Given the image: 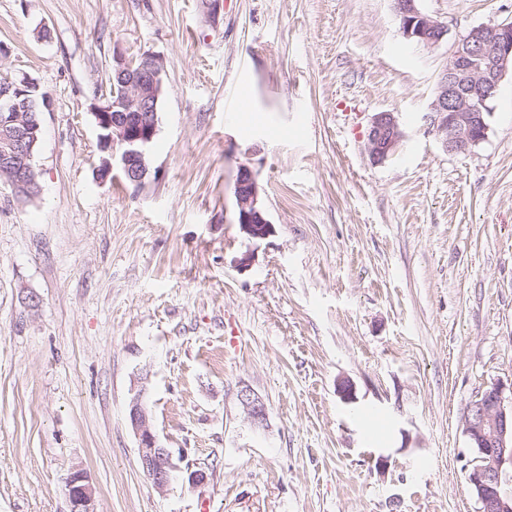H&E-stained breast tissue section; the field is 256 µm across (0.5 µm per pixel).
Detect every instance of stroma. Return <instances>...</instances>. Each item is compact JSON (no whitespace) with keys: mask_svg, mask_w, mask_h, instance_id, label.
<instances>
[{"mask_svg":"<svg viewBox=\"0 0 512 512\" xmlns=\"http://www.w3.org/2000/svg\"><path fill=\"white\" fill-rule=\"evenodd\" d=\"M421 7L448 27L431 50L394 0H0V76L50 98L38 195L0 180V512H69L77 469L97 512H477L467 410L494 385L512 402V71L469 152L424 116L512 0ZM147 51L165 86L136 186L100 175L94 108ZM379 112L403 138L376 164ZM242 165L263 240L237 223ZM237 220L241 231L249 240H262L268 237L273 226L260 198L259 185L253 170L239 167L234 185ZM238 400L253 424H263L266 419V406L261 398L249 388H243L239 391ZM130 424L139 440V460L143 471L158 488L165 487L171 478L173 465L167 448H162L153 432L143 394H136L128 407Z\"/></svg>","mask_w":512,"mask_h":512,"instance_id":"stroma-1","label":"stroma"}]
</instances>
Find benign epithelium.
<instances>
[{"mask_svg": "<svg viewBox=\"0 0 512 512\" xmlns=\"http://www.w3.org/2000/svg\"><path fill=\"white\" fill-rule=\"evenodd\" d=\"M403 36L416 45L434 49L447 34L446 25L425 13L420 0H396ZM512 70V22L476 26L455 45L439 75L436 95L424 117L432 133L448 153H466L482 141L488 130V101ZM126 89L122 98L108 99L95 107L100 129L99 142L109 157L102 159L101 172H112L113 148L122 147L119 165L128 179L139 185L149 172L147 149L157 131V103L164 87V64L154 53H145L138 63L117 59L113 67ZM34 82L27 78L6 77L0 81V170L14 193L29 200L27 187L36 181L33 160L41 124H25V130L13 135L21 122L19 105L28 101ZM403 138L397 118L391 112L376 114L368 132V151L373 162L386 161ZM237 220L250 240H262L273 225L260 198L253 170L239 167L234 185ZM238 400L255 425L266 419V406L250 389L239 391ZM130 424L139 440V460L154 485L163 488L171 478L173 465L168 449L159 445L153 432L143 393H137L128 407ZM465 431L477 449L476 464L469 473V484L479 505L478 512H512V498L500 494L503 464L512 461V408L504 405L502 390L493 386L481 391L470 405ZM70 512H97L86 473L78 469L67 481Z\"/></svg>", "mask_w": 512, "mask_h": 512, "instance_id": "benign-epithelium-1", "label": "benign epithelium"}]
</instances>
